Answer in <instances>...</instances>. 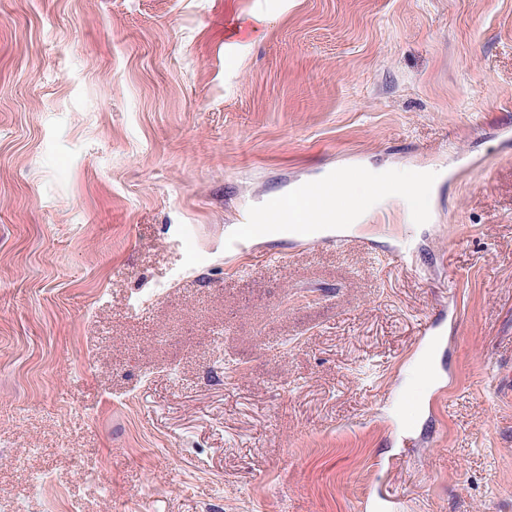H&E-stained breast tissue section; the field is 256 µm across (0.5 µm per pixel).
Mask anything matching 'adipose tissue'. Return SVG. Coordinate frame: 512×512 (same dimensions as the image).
Listing matches in <instances>:
<instances>
[{"instance_id": "1", "label": "adipose tissue", "mask_w": 512, "mask_h": 512, "mask_svg": "<svg viewBox=\"0 0 512 512\" xmlns=\"http://www.w3.org/2000/svg\"><path fill=\"white\" fill-rule=\"evenodd\" d=\"M431 184L430 176L421 173L371 169L353 178L339 171L314 186L313 192L318 198L328 193L348 195V205L332 207L318 202L311 206L307 221L314 225L333 224L340 229L354 228L364 222L367 206L387 203L385 190L393 185L403 192L407 207L416 210L429 196Z\"/></svg>"}]
</instances>
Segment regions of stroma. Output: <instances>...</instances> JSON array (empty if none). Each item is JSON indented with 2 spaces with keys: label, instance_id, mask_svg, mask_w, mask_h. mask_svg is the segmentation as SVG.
Instances as JSON below:
<instances>
[{
  "label": "stroma",
  "instance_id": "stroma-1",
  "mask_svg": "<svg viewBox=\"0 0 512 512\" xmlns=\"http://www.w3.org/2000/svg\"><path fill=\"white\" fill-rule=\"evenodd\" d=\"M510 373L512 0H0V512H512ZM431 177L421 173L368 170L355 180L342 171L329 174L321 184L313 187L315 200L307 216L308 224H335L336 229H353L362 224L369 211L365 206H383L390 199L381 193L383 188L399 186L405 195L404 202L410 209H420L421 203L429 196ZM327 193H341L350 196L348 206H324L318 199Z\"/></svg>",
  "mask_w": 512,
  "mask_h": 512
}]
</instances>
